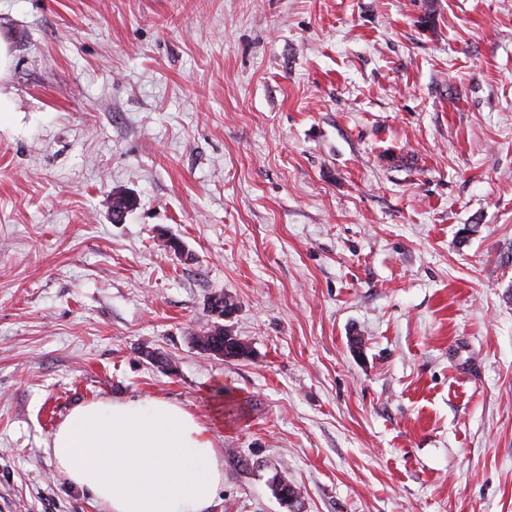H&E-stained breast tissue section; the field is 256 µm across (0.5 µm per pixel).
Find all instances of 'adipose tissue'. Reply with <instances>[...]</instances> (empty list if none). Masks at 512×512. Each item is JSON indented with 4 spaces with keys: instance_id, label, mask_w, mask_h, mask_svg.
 Returning <instances> with one entry per match:
<instances>
[{
    "instance_id": "1",
    "label": "adipose tissue",
    "mask_w": 512,
    "mask_h": 512,
    "mask_svg": "<svg viewBox=\"0 0 512 512\" xmlns=\"http://www.w3.org/2000/svg\"><path fill=\"white\" fill-rule=\"evenodd\" d=\"M51 451L57 470L103 512H209L224 483L212 425L160 398L78 405Z\"/></svg>"
}]
</instances>
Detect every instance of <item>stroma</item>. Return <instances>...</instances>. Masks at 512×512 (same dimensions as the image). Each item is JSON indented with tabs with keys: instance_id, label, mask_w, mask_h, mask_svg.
Segmentation results:
<instances>
[{
	"instance_id": "obj_1",
	"label": "stroma",
	"mask_w": 512,
	"mask_h": 512,
	"mask_svg": "<svg viewBox=\"0 0 512 512\" xmlns=\"http://www.w3.org/2000/svg\"><path fill=\"white\" fill-rule=\"evenodd\" d=\"M0 29V512H98L51 436L138 397L212 422V512H287L276 474L300 512H512V0H0ZM219 292L249 357L190 341ZM9 46V41L0 34V126L2 122L9 121L13 112H16L12 93L8 91L13 66Z\"/></svg>"
}]
</instances>
